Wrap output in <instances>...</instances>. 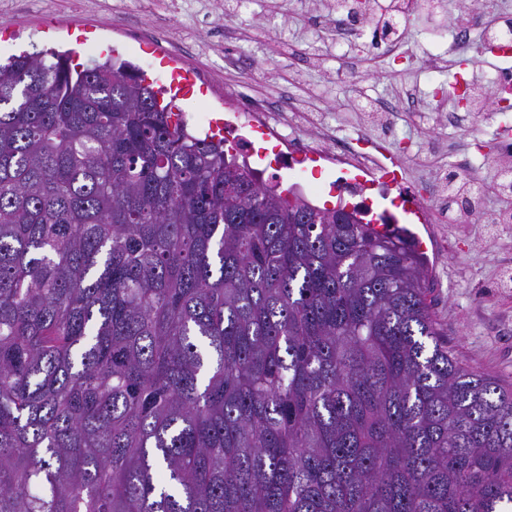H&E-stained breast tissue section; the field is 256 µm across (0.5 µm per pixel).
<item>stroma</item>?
<instances>
[{
  "label": "stroma",
  "mask_w": 512,
  "mask_h": 512,
  "mask_svg": "<svg viewBox=\"0 0 512 512\" xmlns=\"http://www.w3.org/2000/svg\"><path fill=\"white\" fill-rule=\"evenodd\" d=\"M471 0H444L436 11L408 14L400 50L367 61L361 48L339 54L338 20L322 15L323 0H249L244 12L226 10L224 0H0V57L49 48L69 50L77 63L92 65L111 47L140 69L149 70L143 47L153 42L177 62L195 68L204 92L197 113L224 116L225 103L245 91L268 99L273 110L307 112L311 120L296 133L314 141L324 129L363 143L378 139L383 120L394 132L382 151L401 164L402 183L439 204L443 171L458 160L496 156L512 112L492 110L483 118L454 125L438 102L457 77L488 76L512 69V58H495L479 32L499 7L473 13ZM474 23L468 47L455 66L434 70L453 32ZM340 174L324 165L304 172L282 168L275 181L318 207L343 200ZM482 211L451 224L429 225L426 233L431 310L463 366L512 385V288L498 278L512 271V223H488V215L512 210L492 168L480 169Z\"/></svg>",
  "instance_id": "stroma-1"
}]
</instances>
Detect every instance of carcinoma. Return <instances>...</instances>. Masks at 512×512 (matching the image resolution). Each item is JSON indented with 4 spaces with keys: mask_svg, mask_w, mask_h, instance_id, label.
<instances>
[{
    "mask_svg": "<svg viewBox=\"0 0 512 512\" xmlns=\"http://www.w3.org/2000/svg\"><path fill=\"white\" fill-rule=\"evenodd\" d=\"M127 61H0V512H506L512 387L402 231L312 208Z\"/></svg>",
    "mask_w": 512,
    "mask_h": 512,
    "instance_id": "cac0c4a2",
    "label": "carcinoma"
}]
</instances>
